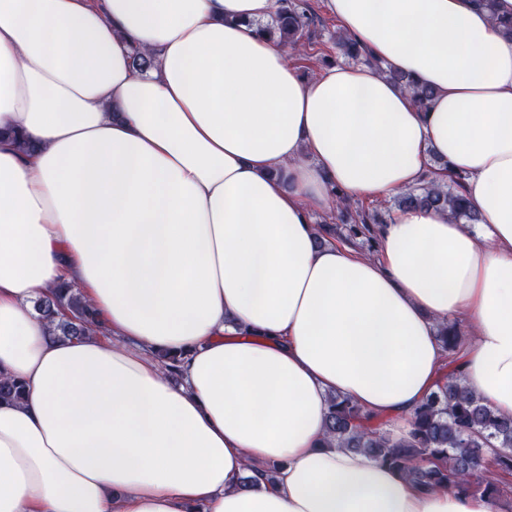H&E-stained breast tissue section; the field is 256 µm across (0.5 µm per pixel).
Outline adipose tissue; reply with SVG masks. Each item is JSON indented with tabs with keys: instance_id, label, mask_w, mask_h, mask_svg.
<instances>
[{
	"instance_id": "ef3b65f1",
	"label": "adipose tissue",
	"mask_w": 512,
	"mask_h": 512,
	"mask_svg": "<svg viewBox=\"0 0 512 512\" xmlns=\"http://www.w3.org/2000/svg\"><path fill=\"white\" fill-rule=\"evenodd\" d=\"M326 4L429 111L366 66L300 79L255 29L276 0H0V512H504L323 440L336 393L405 426L448 320L512 416V0ZM433 154L478 223L317 243L331 188L384 197ZM64 284L80 341L32 308Z\"/></svg>"
}]
</instances>
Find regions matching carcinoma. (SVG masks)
Wrapping results in <instances>:
<instances>
[{"label":"carcinoma","instance_id":"obj_1","mask_svg":"<svg viewBox=\"0 0 512 512\" xmlns=\"http://www.w3.org/2000/svg\"><path fill=\"white\" fill-rule=\"evenodd\" d=\"M278 2L274 18L260 31L275 44L291 46L299 53L315 50L310 33L313 15L304 0ZM336 46L345 57L378 67L380 74L411 94L420 111H428L435 98L432 88L381 66L380 61L339 31ZM442 170L447 172L448 180H432L399 192L397 208L433 209L466 224L478 223L464 193L465 176L449 172L445 165ZM350 223L349 234L339 237L348 245L358 236L375 233L374 225L384 220L376 211L358 207L350 215ZM33 308L68 339L81 340L94 331L95 310L80 290L70 285L34 300ZM437 336L448 356V371L414 409L404 434L393 436L387 429V419L366 412L350 397L336 393L329 397L325 444L400 471L419 486L502 498L512 491L506 483V477L512 475V417L498 415L464 384L459 358L465 338L461 324L441 322ZM157 358L169 376L178 378L177 355L162 350L157 352ZM24 391L21 381L0 379V400H17Z\"/></svg>","mask_w":512,"mask_h":512}]
</instances>
